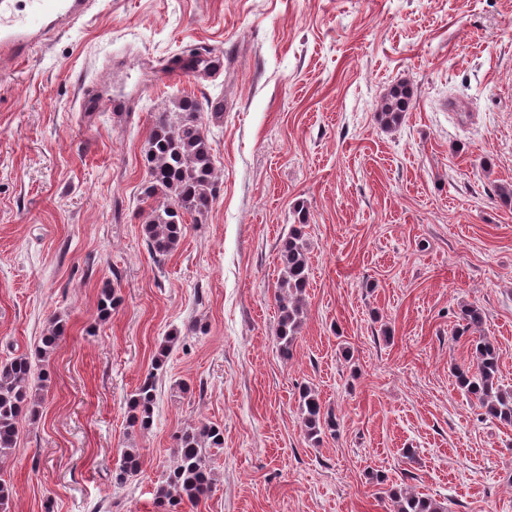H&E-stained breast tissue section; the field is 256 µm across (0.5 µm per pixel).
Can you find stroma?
Listing matches in <instances>:
<instances>
[{
    "label": "stroma",
    "instance_id": "35a3bbf8",
    "mask_svg": "<svg viewBox=\"0 0 512 512\" xmlns=\"http://www.w3.org/2000/svg\"><path fill=\"white\" fill-rule=\"evenodd\" d=\"M185 55L207 75L162 81ZM93 82L125 111L79 112ZM398 82L412 100L389 127L378 112ZM187 94L224 101L202 115L218 192L157 260L145 153ZM507 183L512 0H98L0 73V359L65 326L0 463L10 512H161L175 437L201 423L224 429L216 487L179 512H392V486L448 512H512V426L455 382L473 364L472 304L512 390ZM296 225L311 275L286 359L275 288ZM106 286L119 302L103 318ZM172 333L153 425L130 427ZM303 385L338 423L317 442ZM128 448L145 465L118 485Z\"/></svg>",
    "mask_w": 512,
    "mask_h": 512
}]
</instances>
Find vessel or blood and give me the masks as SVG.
Wrapping results in <instances>:
<instances>
[{
    "label": "vessel or blood",
    "instance_id": "obj_1",
    "mask_svg": "<svg viewBox=\"0 0 512 512\" xmlns=\"http://www.w3.org/2000/svg\"><path fill=\"white\" fill-rule=\"evenodd\" d=\"M96 0H0V72L15 69L27 61L33 50L67 33L87 19ZM203 60L186 56L167 62L164 79L201 76ZM81 111L118 112L120 102L96 88H89L80 102Z\"/></svg>",
    "mask_w": 512,
    "mask_h": 512
}]
</instances>
